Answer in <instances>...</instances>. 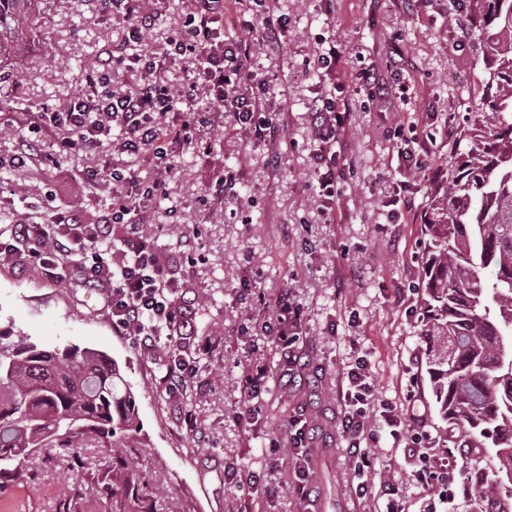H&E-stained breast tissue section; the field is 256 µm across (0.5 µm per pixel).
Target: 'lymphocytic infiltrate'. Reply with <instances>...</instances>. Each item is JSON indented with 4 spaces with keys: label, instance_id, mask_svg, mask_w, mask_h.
Masks as SVG:
<instances>
[{
    "label": "lymphocytic infiltrate",
    "instance_id": "f902f5d3",
    "mask_svg": "<svg viewBox=\"0 0 512 512\" xmlns=\"http://www.w3.org/2000/svg\"><path fill=\"white\" fill-rule=\"evenodd\" d=\"M251 2L191 0L181 29L168 38L158 55L146 48L156 16L143 9V0H104V9L116 11L125 25L123 43L99 66L86 70L84 80L93 90L91 96L75 98L61 110L34 113L28 121L31 132L61 131L63 146L86 153L99 151L108 134L121 151L149 155L159 171L176 153L195 143L199 120L187 104L204 88L234 124L249 128L256 139L276 144L284 138L285 127L269 116V84L254 78L250 60L255 50L275 52L282 47L288 16L268 10L246 19ZM231 8L244 17V35L237 39L224 36V17ZM186 58L193 60L195 70L177 91L155 78L161 60ZM120 74L135 76L132 88L118 95L99 93L105 80ZM353 87L384 96L391 94L394 84L367 67L342 79L337 90ZM337 90L315 98L309 108L318 143L313 175L330 202L336 197V146L348 112V103L337 98ZM101 172L111 182L114 195L112 210L102 223L83 224L74 214L57 211L50 223L16 225L12 243H0V256L25 251L29 261L52 278L78 270L84 284L105 289L115 330L141 347H152L163 336L172 347H179L182 337L195 335L197 313L176 296L169 267L159 262L152 237L144 229L146 215L141 206L143 199L166 196V183L159 175L145 182L135 172L106 165ZM116 240L122 245L118 261L112 252ZM300 315L291 289H282L269 313L267 334L285 373L300 362L294 333ZM366 367L361 360L344 374L346 390L341 394L343 435L360 461L374 440L368 418L377 407L365 381Z\"/></svg>",
    "mask_w": 512,
    "mask_h": 512
}]
</instances>
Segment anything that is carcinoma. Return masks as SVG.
I'll return each mask as SVG.
<instances>
[{
	"instance_id": "cac0c4a2",
	"label": "carcinoma",
	"mask_w": 512,
	"mask_h": 512,
	"mask_svg": "<svg viewBox=\"0 0 512 512\" xmlns=\"http://www.w3.org/2000/svg\"><path fill=\"white\" fill-rule=\"evenodd\" d=\"M40 0H0V63L22 70L21 46ZM468 31L485 61L489 117L470 130L422 232L426 332L443 341L427 373L439 443L453 436L473 466L471 512H512V0H467ZM137 411L118 364L90 347L45 350L0 334V474L18 479L22 456L127 448Z\"/></svg>"
}]
</instances>
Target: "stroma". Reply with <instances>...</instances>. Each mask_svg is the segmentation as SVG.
Wrapping results in <instances>:
<instances>
[{
  "label": "stroma",
  "mask_w": 512,
  "mask_h": 512,
  "mask_svg": "<svg viewBox=\"0 0 512 512\" xmlns=\"http://www.w3.org/2000/svg\"><path fill=\"white\" fill-rule=\"evenodd\" d=\"M287 14L288 33L274 53L256 51L251 69L265 77L286 136L279 163L269 149L200 95V134L212 150L188 148L171 161L168 198L150 208L157 253L171 261L194 247L195 263L173 267L179 294L198 307V334L208 353L183 343L182 359L198 377L178 394L167 390V350L136 346L112 327L103 291L79 276L48 278L22 253L0 258V333L27 338L46 350L90 347L115 360L134 398L140 432L134 447L113 459L104 448H71L53 463L26 458L25 480L0 475V512H301L292 493L295 454L286 423L299 408L318 418L313 444L317 512H470L465 485L470 457L456 449L455 471L446 482L418 479V463L382 417L371 416L376 441L368 450L370 489H351L354 461L340 432L341 377L365 360L379 401L409 419L428 453L442 458L437 417L426 372L436 349L423 332L426 255L420 217L439 183L404 166L395 122L413 130L418 158L446 165L465 147L485 105L484 65L465 21L449 17L448 0H269ZM125 27L103 13L98 0H42L27 34V77L0 66V233L15 224H43L38 203L54 191L61 209L82 223H100L112 205V189L91 180L103 162L154 170L104 140L99 154L64 150L58 135L34 137L25 115L62 108L85 90L84 73L101 53L119 44ZM347 50V71L373 66L382 75L402 69L406 100L364 89L350 95L349 121L337 160L334 205H327L312 178L315 148L308 105L332 86V72L317 68L319 41ZM37 155L12 168L21 145ZM239 172L214 200L208 169ZM407 185L410 209L387 219L384 203ZM255 274L241 287L242 269ZM292 288L302 307L298 344L310 362L306 383L270 377L247 399L244 371L257 363L275 368L278 356L262 324L278 293ZM252 405L249 419L240 412ZM194 428H187L185 411ZM257 480L255 492L238 491L228 474ZM398 487L388 497L386 485Z\"/></svg>",
  "instance_id": "35a3bbf8"
}]
</instances>
